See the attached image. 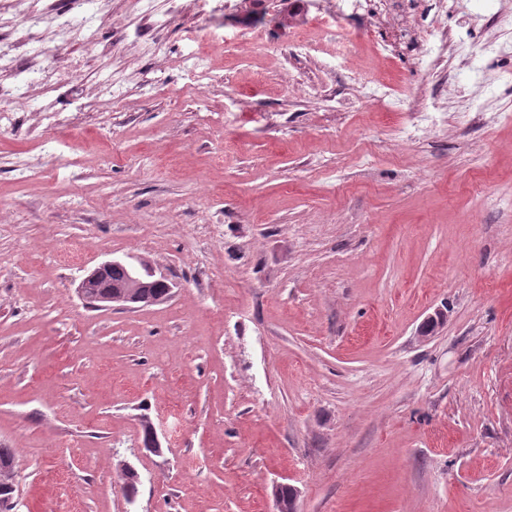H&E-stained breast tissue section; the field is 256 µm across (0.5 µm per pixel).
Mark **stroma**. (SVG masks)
<instances>
[{"label":"stroma","instance_id":"stroma-1","mask_svg":"<svg viewBox=\"0 0 512 512\" xmlns=\"http://www.w3.org/2000/svg\"><path fill=\"white\" fill-rule=\"evenodd\" d=\"M152 2L132 19L104 0L102 37L128 34L109 55L72 43L67 129L25 110L0 127L17 512H272L277 483L297 512H512V59L441 101L491 99L483 130L398 140L419 77L366 35L307 30L296 64L260 0L267 40L245 50L194 42L192 0ZM157 16L149 54L137 33ZM191 51L223 82L199 88ZM325 59L392 106L360 85L336 112ZM114 255L166 273L171 297L89 307L77 286Z\"/></svg>","mask_w":512,"mask_h":512}]
</instances>
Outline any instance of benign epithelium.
<instances>
[{
	"instance_id": "1",
	"label": "benign epithelium",
	"mask_w": 512,
	"mask_h": 512,
	"mask_svg": "<svg viewBox=\"0 0 512 512\" xmlns=\"http://www.w3.org/2000/svg\"><path fill=\"white\" fill-rule=\"evenodd\" d=\"M115 267L130 269L129 284L132 288H157L163 285L170 290L173 289V282L170 278L163 273L156 272L150 263L141 261L132 264L121 258L113 257L101 263L81 280L78 285L80 297L85 301L94 300L102 308L110 307L114 303L124 306L128 302L150 299L148 293H118L112 291V279L109 277V273Z\"/></svg>"
}]
</instances>
